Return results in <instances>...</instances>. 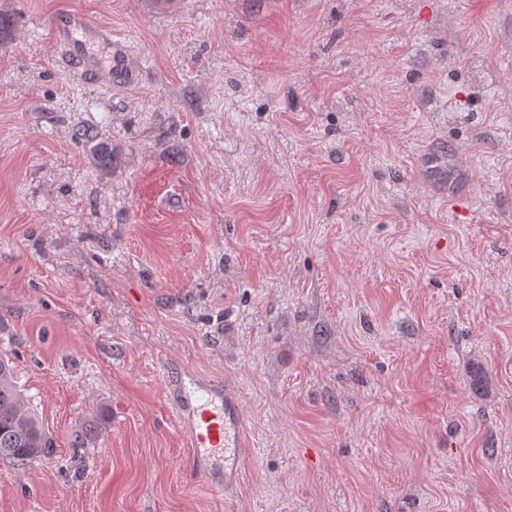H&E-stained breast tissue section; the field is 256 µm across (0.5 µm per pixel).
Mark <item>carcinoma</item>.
<instances>
[{"label": "carcinoma", "instance_id": "1", "mask_svg": "<svg viewBox=\"0 0 512 512\" xmlns=\"http://www.w3.org/2000/svg\"><path fill=\"white\" fill-rule=\"evenodd\" d=\"M14 32V15L0 9V44L11 41ZM92 154L99 170L107 172L112 166V144L100 141L92 146ZM471 388L480 395L491 390L488 375L479 363L471 368ZM51 447L47 432L23 401L13 367L0 359V459L26 465L48 454Z\"/></svg>", "mask_w": 512, "mask_h": 512}]
</instances>
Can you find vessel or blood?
<instances>
[{"label": "vessel or blood", "mask_w": 512, "mask_h": 512, "mask_svg": "<svg viewBox=\"0 0 512 512\" xmlns=\"http://www.w3.org/2000/svg\"><path fill=\"white\" fill-rule=\"evenodd\" d=\"M91 26L92 22L87 16L74 12L58 14L53 20L57 41L83 82L94 83L104 75L116 84L134 83L137 73L125 51L114 53L103 74L88 60L84 46L75 33ZM177 413L192 448L187 480L197 483L208 479L209 472L202 466L203 461L208 460L223 462L225 485L238 483L249 446L239 389L219 380L208 386L197 385L195 391H183Z\"/></svg>", "instance_id": "1"}]
</instances>
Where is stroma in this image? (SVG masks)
I'll list each match as a JSON object with an SVG mask.
<instances>
[{"instance_id": "stroma-1", "label": "stroma", "mask_w": 512, "mask_h": 512, "mask_svg": "<svg viewBox=\"0 0 512 512\" xmlns=\"http://www.w3.org/2000/svg\"><path fill=\"white\" fill-rule=\"evenodd\" d=\"M151 3L0 0V357L53 443L0 512H512V0ZM171 375L241 389L228 499ZM57 42L65 49L68 61L73 65L83 82L95 83L100 78L98 69L86 57L82 42L74 37V32L94 28L112 44V29L101 25L99 28L85 15L74 12L58 14L53 19ZM106 77L114 84L123 85L132 84L137 80V73L129 64L123 47L111 57Z\"/></svg>"}]
</instances>
